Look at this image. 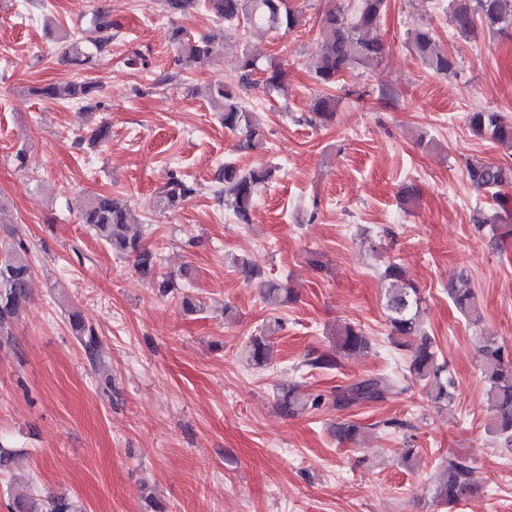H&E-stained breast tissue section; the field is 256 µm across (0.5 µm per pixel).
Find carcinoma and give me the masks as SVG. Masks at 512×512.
<instances>
[{
  "mask_svg": "<svg viewBox=\"0 0 512 512\" xmlns=\"http://www.w3.org/2000/svg\"><path fill=\"white\" fill-rule=\"evenodd\" d=\"M451 22L455 30L468 35L475 28L502 31L512 27V0H451ZM206 8L217 18L227 22L243 21L249 30L276 32L291 30L301 23V11L290 6V0H204ZM386 0H359V7L347 13L341 7H332L322 18L323 41L314 61V75L318 83L331 85L344 73L378 59L384 53V44L373 31L377 29ZM119 24L105 16L94 21L91 35L71 42L64 52L67 62L75 65L88 63L95 54H102L112 41V29ZM171 40L176 46L178 60L204 63L218 51L216 36L194 38L182 29L172 31ZM411 45L422 64L441 76L456 72L457 62L441 49L427 26H418L411 33ZM257 60L249 47L238 55V85L217 81L205 88L211 103L223 113L224 128L243 136L240 148L261 150L265 135L256 117L241 98L238 89L251 84ZM95 89L87 82L71 81L53 84L35 90L49 99L84 100ZM314 114L321 121L335 116V101L328 96L315 100ZM471 129L479 136L512 149V120L500 112L480 110L469 117ZM274 169L260 164L242 170L232 162L224 163L219 173L217 199L232 211L241 224L251 223L253 204L259 190L273 177ZM467 177L477 189L498 191L512 184V163H492L471 160L467 163ZM195 193L191 182L173 175L160 190V204L173 211L182 208ZM81 223L113 253L134 261L140 281L158 291L161 296L174 293L179 288L172 274L161 272L158 254L150 249L143 238L138 222L127 204L104 194L84 197L79 205ZM472 226L480 235L493 239L512 236L511 224L497 223V216L477 209ZM390 281L386 308L390 336L396 346L412 352L410 369L424 382L432 401L448 404L453 399L451 383L445 376V367L437 362L431 338L423 330V298L419 288L406 277L404 268L393 263L384 271ZM33 268L21 250L11 247L0 257V341L11 336V328L22 310L31 301ZM456 308L474 323L480 321L473 291L468 288V276L461 273L448 290ZM74 337L85 358L93 366L100 364L99 337L95 329L86 325L78 316L71 319ZM369 347L363 331L348 324L340 329L336 350L352 354ZM251 361L257 367L267 364L270 352L269 336H253L249 340ZM479 351L483 357L482 374L495 415V431L502 444L512 449V355L489 337L481 338ZM398 392V384L387 376L360 379L336 388L334 403L341 407L356 406L387 399ZM281 413L288 417L298 414L307 406V400L295 389H288L279 396ZM481 486L473 481L471 467L464 461L448 463L442 479L435 486V498L442 505H451L467 496L479 493ZM8 512H82L78 501L65 494L48 495L41 502L32 497L18 496L9 499Z\"/></svg>",
  "mask_w": 512,
  "mask_h": 512,
  "instance_id": "1",
  "label": "carcinoma"
}]
</instances>
